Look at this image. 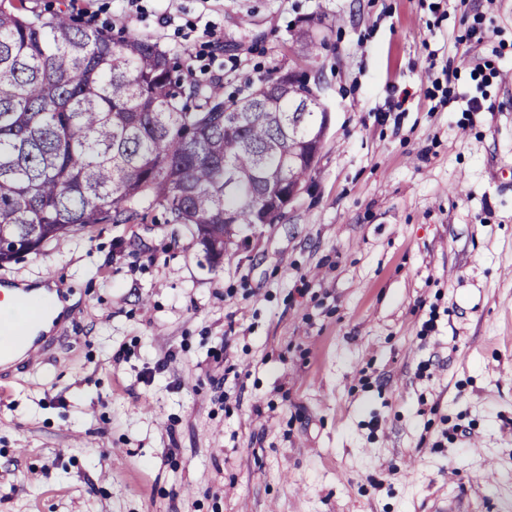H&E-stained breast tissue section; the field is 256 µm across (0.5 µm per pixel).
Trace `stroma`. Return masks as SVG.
Returning a JSON list of instances; mask_svg holds the SVG:
<instances>
[{"instance_id":"stroma-1","label":"stroma","mask_w":512,"mask_h":512,"mask_svg":"<svg viewBox=\"0 0 512 512\" xmlns=\"http://www.w3.org/2000/svg\"><path fill=\"white\" fill-rule=\"evenodd\" d=\"M28 4L224 94L306 75L330 121L219 263L158 209L0 267L74 300L0 376V512H512V0ZM319 25H321V19L311 17L306 19L292 35L294 41L300 42L307 47L310 56L314 54V50L317 47L316 31Z\"/></svg>"}]
</instances>
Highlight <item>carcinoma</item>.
Returning <instances> with one entry per match:
<instances>
[{
	"label": "carcinoma",
	"mask_w": 512,
	"mask_h": 512,
	"mask_svg": "<svg viewBox=\"0 0 512 512\" xmlns=\"http://www.w3.org/2000/svg\"><path fill=\"white\" fill-rule=\"evenodd\" d=\"M321 19L292 39L314 54ZM324 109L278 70L242 97L187 82L147 36L81 27L0 0V266L88 224H145L158 207L207 252L305 182Z\"/></svg>",
	"instance_id": "cac0c4a2"
}]
</instances>
